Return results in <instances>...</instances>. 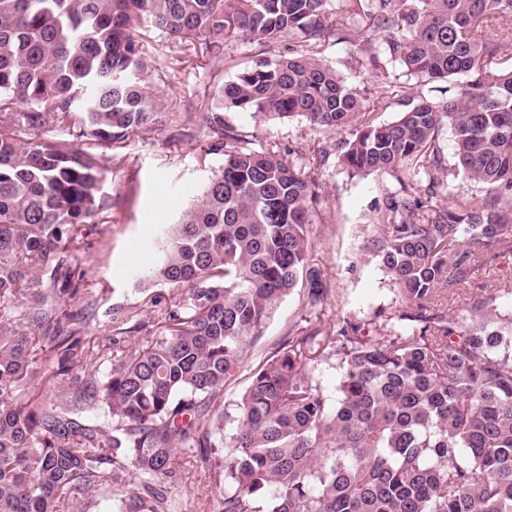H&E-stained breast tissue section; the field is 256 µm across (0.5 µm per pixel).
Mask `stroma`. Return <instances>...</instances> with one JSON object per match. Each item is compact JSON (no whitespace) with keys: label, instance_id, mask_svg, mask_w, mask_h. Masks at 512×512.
Returning <instances> with one entry per match:
<instances>
[{"label":"stroma","instance_id":"35a3bbf8","mask_svg":"<svg viewBox=\"0 0 512 512\" xmlns=\"http://www.w3.org/2000/svg\"><path fill=\"white\" fill-rule=\"evenodd\" d=\"M152 68L145 87L161 96L177 125L159 124L133 135L124 147L107 152L103 162L107 193L112 201L101 223L82 226L70 246L82 277L80 305L66 306L72 323L97 345L112 343L113 312L136 313L142 329L128 333V344L144 343L162 313L179 299L175 289L160 281L140 283L139 270L157 265L158 241L165 225L175 223L191 206L221 159L208 154L204 115L216 95L239 71L250 66L260 47L248 39L225 43L220 50L185 49L168 35L149 31ZM255 146L285 150L314 143L319 135L305 120L268 121L243 112L224 115ZM315 190L322 208L310 226L312 265L319 267L327 290L325 318H374L395 310V285L377 255L380 227L373 219L393 191L392 180L376 176L349 177L336 156L318 169ZM512 287V250L482 259L468 282L440 291L438 300L450 313L463 316L475 297H493ZM306 288H295L253 336L236 380L226 384L222 405L234 401L263 360L285 342L291 328L306 319ZM164 484L178 505L177 512H220L222 494L209 465L180 452Z\"/></svg>","mask_w":512,"mask_h":512}]
</instances>
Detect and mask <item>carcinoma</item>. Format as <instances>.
Returning a JSON list of instances; mask_svg holds the SVG:
<instances>
[{"mask_svg": "<svg viewBox=\"0 0 512 512\" xmlns=\"http://www.w3.org/2000/svg\"><path fill=\"white\" fill-rule=\"evenodd\" d=\"M0 0V512H65L108 492L116 512H175L162 479L183 448L221 470L222 512H512V289L476 297L464 320L437 290L466 282L475 257L512 243V0ZM219 48L247 38L285 52L224 85L207 112L223 156L200 198L162 234L140 279L186 289L152 340L112 337V366L63 322L80 303L68 246L105 206L103 152L177 122L145 90L142 31ZM331 42L371 70L368 93L402 110L377 123L361 89L318 58ZM400 66L413 84L393 81ZM303 118L352 176L396 190L376 223L381 266L405 308L373 322L300 324L250 376L234 412L219 395L248 339L294 288L324 304L309 264L314 177L293 154L252 147L224 113ZM452 132L448 163L439 141ZM65 138H47L56 129ZM477 187L429 211L455 175ZM508 314H502V311ZM38 330L39 337L28 332ZM56 364L46 372L37 358ZM336 361V397L303 370ZM58 389L54 399L46 392ZM132 471L143 494L113 486Z\"/></svg>", "mask_w": 512, "mask_h": 512, "instance_id": "cac0c4a2", "label": "carcinoma"}]
</instances>
